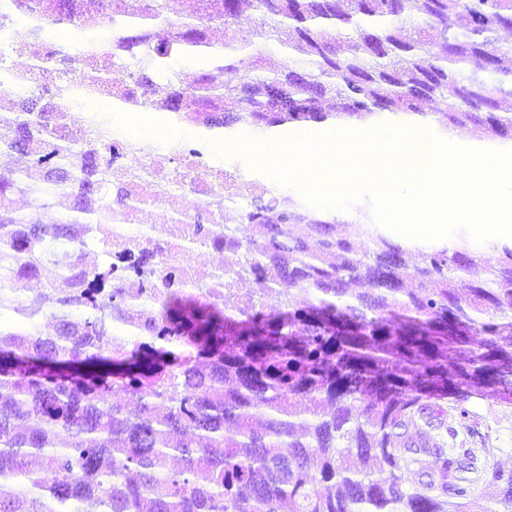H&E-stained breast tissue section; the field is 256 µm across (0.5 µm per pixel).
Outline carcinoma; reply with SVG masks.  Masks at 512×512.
I'll return each mask as SVG.
<instances>
[{"label": "carcinoma", "mask_w": 512, "mask_h": 512, "mask_svg": "<svg viewBox=\"0 0 512 512\" xmlns=\"http://www.w3.org/2000/svg\"><path fill=\"white\" fill-rule=\"evenodd\" d=\"M0 0L17 25L65 35L82 59H124L146 99L112 71L89 67L52 100H0V512H512V475L500 507L473 500L470 448H447L448 411L465 399L512 400V247L493 263L471 247L395 242L374 224L313 218L294 200L277 209L255 196L224 225V246L286 284L297 305L260 303L235 314L192 292L159 303L154 341L112 319V270L89 264L90 287L71 282L84 260L71 230L98 224L108 169L93 145L49 140L47 115L105 92L135 112H191L209 130L265 133L407 123L439 106L441 132L484 143L512 139V88L466 69L512 76V0ZM248 5L287 56L275 67L212 29ZM13 44L0 39V96L16 76ZM27 64L71 69L25 46ZM176 57L198 69L161 82ZM248 65L253 81L224 75ZM28 210L16 208L18 197ZM52 265L33 296L29 274ZM468 280L461 303L456 284ZM419 493L404 472L422 457Z\"/></svg>", "instance_id": "obj_1"}]
</instances>
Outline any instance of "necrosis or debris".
Returning a JSON list of instances; mask_svg holds the SVG:
<instances>
[{
  "label": "necrosis or debris",
  "mask_w": 512,
  "mask_h": 512,
  "mask_svg": "<svg viewBox=\"0 0 512 512\" xmlns=\"http://www.w3.org/2000/svg\"><path fill=\"white\" fill-rule=\"evenodd\" d=\"M49 127L81 144L112 146L111 175L102 184L104 196L112 200L110 220L82 226L80 237L102 245L112 268V289L128 298L121 308L126 320L151 323L155 300L175 289L234 313L259 302L248 263L215 265L207 257L223 253L225 219L233 205L260 195L282 206L284 197L216 160V146L204 134L163 150L151 138L108 139L71 111L52 113ZM148 211L154 217L150 224L143 221ZM191 251L200 253V260H186Z\"/></svg>",
  "instance_id": "1"
}]
</instances>
